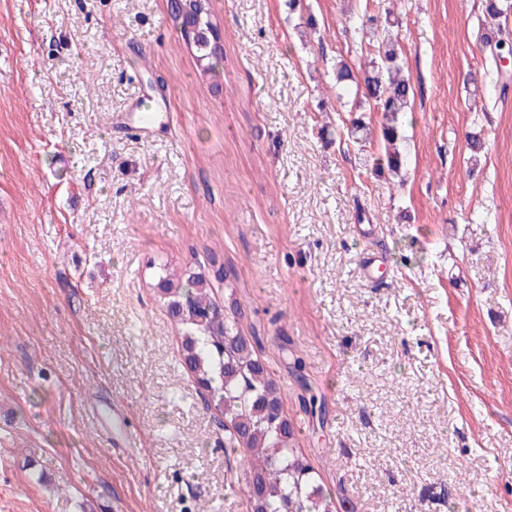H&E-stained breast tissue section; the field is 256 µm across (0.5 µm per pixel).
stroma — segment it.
I'll return each instance as SVG.
<instances>
[{
  "label": "stroma",
  "instance_id": "1",
  "mask_svg": "<svg viewBox=\"0 0 512 512\" xmlns=\"http://www.w3.org/2000/svg\"><path fill=\"white\" fill-rule=\"evenodd\" d=\"M170 2L0 0V512H249L158 262L223 268L336 512H512V70L464 82L483 0H304L311 28L209 0L212 74ZM388 8L398 178L335 129L367 55L344 14ZM139 97L149 139L112 126Z\"/></svg>",
  "mask_w": 512,
  "mask_h": 512
}]
</instances>
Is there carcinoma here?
Segmentation results:
<instances>
[{"instance_id":"cac0c4a2","label":"carcinoma","mask_w":512,"mask_h":512,"mask_svg":"<svg viewBox=\"0 0 512 512\" xmlns=\"http://www.w3.org/2000/svg\"><path fill=\"white\" fill-rule=\"evenodd\" d=\"M171 6L183 35L196 47L203 72L215 71L224 62V53L206 0H171ZM484 15L492 20L511 17L512 0H485ZM354 30L371 55L364 70V97L382 113L386 167L397 175L405 162L399 144L404 140L403 118L411 111L410 77L398 40L378 36V20L370 18ZM502 77L498 55L491 52L483 78L496 84ZM354 82L356 77L345 63L336 66L337 101L348 96ZM346 130L359 146L371 143V129L360 119ZM156 287L180 328L182 361L251 453L243 485L250 505L258 506L259 512H330L331 501L317 483L314 468L299 456L294 434L281 435L282 396L268 399V370L254 355L249 339L219 310L206 277L187 268L163 266Z\"/></svg>"}]
</instances>
